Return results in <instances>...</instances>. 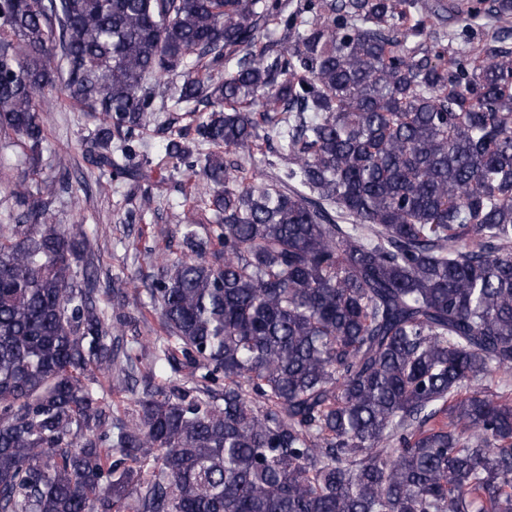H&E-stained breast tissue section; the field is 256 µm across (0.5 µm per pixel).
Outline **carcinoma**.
<instances>
[{"instance_id": "carcinoma-1", "label": "carcinoma", "mask_w": 512, "mask_h": 512, "mask_svg": "<svg viewBox=\"0 0 512 512\" xmlns=\"http://www.w3.org/2000/svg\"><path fill=\"white\" fill-rule=\"evenodd\" d=\"M455 9L431 42L421 0H0V135L39 156L58 48L96 168L147 176L132 138L182 112L165 157L216 218L133 356L84 226L16 186L0 512H512V0ZM286 163H288L287 152L283 151L276 141H274V145L266 146L263 154H256L253 159L257 178L264 181L278 173L279 168Z\"/></svg>"}]
</instances>
